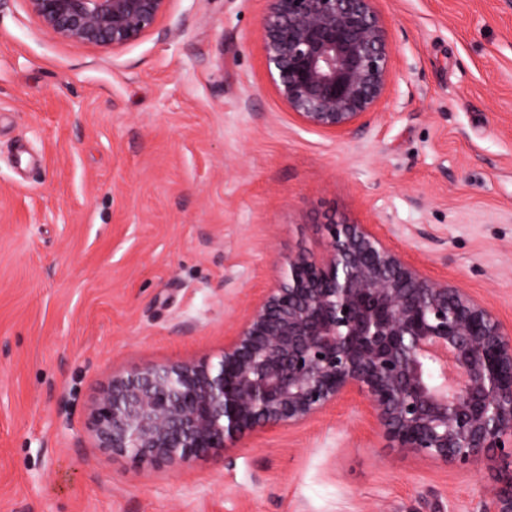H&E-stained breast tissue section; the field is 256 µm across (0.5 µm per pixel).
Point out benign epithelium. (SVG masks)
Segmentation results:
<instances>
[{
  "label": "benign epithelium",
  "mask_w": 512,
  "mask_h": 512,
  "mask_svg": "<svg viewBox=\"0 0 512 512\" xmlns=\"http://www.w3.org/2000/svg\"><path fill=\"white\" fill-rule=\"evenodd\" d=\"M24 2L61 41L120 49L154 30L170 0ZM260 28L269 75L303 124L339 135L368 124L392 54L374 0H269ZM326 228L325 250L288 257L218 363L112 376L91 417L100 447L176 468L356 392L394 448L461 466L495 450L512 458V331L366 225ZM480 512H512V472Z\"/></svg>",
  "instance_id": "obj_1"
}]
</instances>
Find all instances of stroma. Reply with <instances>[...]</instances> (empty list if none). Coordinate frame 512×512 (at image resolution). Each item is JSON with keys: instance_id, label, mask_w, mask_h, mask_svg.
I'll list each match as a JSON object with an SVG mask.
<instances>
[{"instance_id": "obj_1", "label": "stroma", "mask_w": 512, "mask_h": 512, "mask_svg": "<svg viewBox=\"0 0 512 512\" xmlns=\"http://www.w3.org/2000/svg\"><path fill=\"white\" fill-rule=\"evenodd\" d=\"M374 5L389 82L338 136L280 99L268 0H171L114 51L0 0V512H480L512 458L400 452L357 396L176 469L91 428L113 374L218 362L333 219L512 326V0Z\"/></svg>"}]
</instances>
